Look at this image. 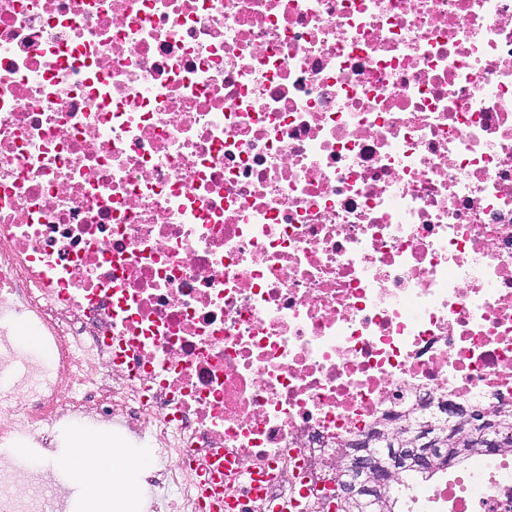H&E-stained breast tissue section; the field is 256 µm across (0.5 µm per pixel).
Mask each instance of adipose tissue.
<instances>
[{"label":"adipose tissue","instance_id":"obj_1","mask_svg":"<svg viewBox=\"0 0 512 512\" xmlns=\"http://www.w3.org/2000/svg\"><path fill=\"white\" fill-rule=\"evenodd\" d=\"M71 447L73 451L88 453L90 469L96 476L89 493L79 502L78 512H128L129 502L125 494L103 479L104 474L112 472L120 464V450L111 442L92 445L79 436L73 438Z\"/></svg>","mask_w":512,"mask_h":512}]
</instances>
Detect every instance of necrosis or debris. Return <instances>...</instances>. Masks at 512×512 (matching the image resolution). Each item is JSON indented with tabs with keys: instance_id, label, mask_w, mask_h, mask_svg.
<instances>
[{
	"instance_id": "1",
	"label": "necrosis or debris",
	"mask_w": 512,
	"mask_h": 512,
	"mask_svg": "<svg viewBox=\"0 0 512 512\" xmlns=\"http://www.w3.org/2000/svg\"><path fill=\"white\" fill-rule=\"evenodd\" d=\"M445 399L512 408V0H0V512L71 424L310 512ZM484 458L406 512H512Z\"/></svg>"
}]
</instances>
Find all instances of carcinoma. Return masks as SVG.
I'll return each instance as SVG.
<instances>
[{"instance_id": "obj_1", "label": "carcinoma", "mask_w": 512, "mask_h": 512, "mask_svg": "<svg viewBox=\"0 0 512 512\" xmlns=\"http://www.w3.org/2000/svg\"><path fill=\"white\" fill-rule=\"evenodd\" d=\"M489 429L512 440V409L486 415L476 425L462 423L458 427L441 417L420 414L399 429L383 425L367 433L373 444L363 446V453L374 469L390 461L396 463L406 477H396L394 484L414 490L416 478L430 480L450 464L474 458L473 449L487 447L485 437ZM426 456L431 463L420 464L419 460Z\"/></svg>"}]
</instances>
